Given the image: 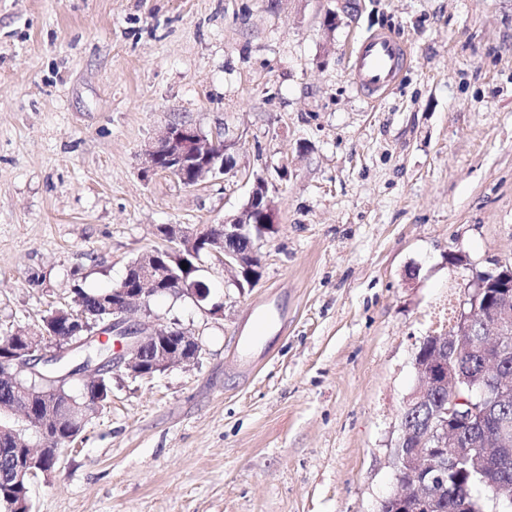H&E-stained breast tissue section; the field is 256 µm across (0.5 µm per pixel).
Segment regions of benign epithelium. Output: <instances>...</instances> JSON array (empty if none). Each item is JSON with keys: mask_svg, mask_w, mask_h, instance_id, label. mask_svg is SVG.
<instances>
[{"mask_svg": "<svg viewBox=\"0 0 512 512\" xmlns=\"http://www.w3.org/2000/svg\"><path fill=\"white\" fill-rule=\"evenodd\" d=\"M217 142L218 139L208 138L191 123L171 122L144 150L145 169L166 173L185 186H194L207 177L226 175L232 170L230 150L237 146V141L224 139L221 151L216 150ZM275 190L267 177L257 174L247 201L236 215L217 224H208L196 232L168 225L161 237L173 249L196 248L198 254L208 255L224 266L237 287H242L244 282L251 287L260 281L258 251L253 247L230 251L225 242L239 237L262 241L271 233L275 228L276 213L270 193ZM160 262L158 253H143L140 260L129 265V269L139 272L137 279L132 282L124 278L113 287L112 305L107 307L111 318L105 327L112 331L115 346L110 354L97 358L93 367L96 376L122 368L133 378L150 379L175 364L198 362L203 349L199 338L176 326L159 327L148 318L147 306L154 295L163 292L188 296L198 303L206 300V285L197 279L201 258H196V264L175 281L153 275V269L160 266ZM469 288L467 307L460 309L455 330L428 336L426 342L434 346L433 354L415 359L419 383L404 404L405 415L400 420L394 464L397 476H410L420 491L412 497L404 484L398 483L396 491L384 500L391 512H425L429 509L434 503L428 487L431 475L455 469L471 456L470 442L465 439L457 443L453 454H447L444 448L448 435L459 433L472 423L470 410L474 407L484 405L494 397L501 400L512 394V388L504 383L498 384L496 395L487 386L502 361L512 352V265H502L495 272L475 273ZM136 311L143 312V317L133 322L131 317ZM65 316L70 333L64 343L43 341L37 329L15 332L19 341L13 343L10 361L3 364L4 371L0 372V379L9 381L13 392L28 395L36 386H60L74 379H84L87 370L70 366L67 356L95 340H103L105 334L89 335L85 315L80 309H70ZM476 321L484 323L489 330V338L479 344L471 341V329ZM48 348L51 349L49 354L46 353ZM470 354L481 357V374L459 377L467 385V396H458V387H453L448 406L439 407L422 428L427 447L409 449L410 428L406 412L442 393L448 387L450 376L455 374L452 365ZM23 378L36 382V386H24ZM88 404L84 397L56 392L51 414L45 418L34 415L26 402L11 405L10 413L19 417L39 437L36 452L18 466L17 482L31 484L50 476L63 445L76 438L74 434L61 437L59 428L69 424L84 429L88 421Z\"/></svg>", "mask_w": 512, "mask_h": 512, "instance_id": "1", "label": "benign epithelium"}]
</instances>
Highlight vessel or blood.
Wrapping results in <instances>:
<instances>
[{"label":"vessel or blood","instance_id":"b4317fda","mask_svg":"<svg viewBox=\"0 0 512 512\" xmlns=\"http://www.w3.org/2000/svg\"><path fill=\"white\" fill-rule=\"evenodd\" d=\"M408 55V45L392 34L377 32L363 38L355 49L357 89L379 101L396 82Z\"/></svg>","mask_w":512,"mask_h":512}]
</instances>
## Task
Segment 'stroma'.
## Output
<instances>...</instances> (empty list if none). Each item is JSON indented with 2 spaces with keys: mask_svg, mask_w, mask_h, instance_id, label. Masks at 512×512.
I'll return each mask as SVG.
<instances>
[{
  "mask_svg": "<svg viewBox=\"0 0 512 512\" xmlns=\"http://www.w3.org/2000/svg\"><path fill=\"white\" fill-rule=\"evenodd\" d=\"M374 32L410 46L376 103ZM178 119L236 140L233 174L145 172ZM263 171L260 283L208 258L218 314L151 299L198 362L114 370L32 512H379L421 342L512 263V0H0V336L117 285L159 227L236 214ZM409 55V46L391 33L377 32L356 46V79L359 91L373 102L383 98L396 82Z\"/></svg>",
  "mask_w": 512,
  "mask_h": 512,
  "instance_id": "35a3bbf8",
  "label": "stroma"
}]
</instances>
